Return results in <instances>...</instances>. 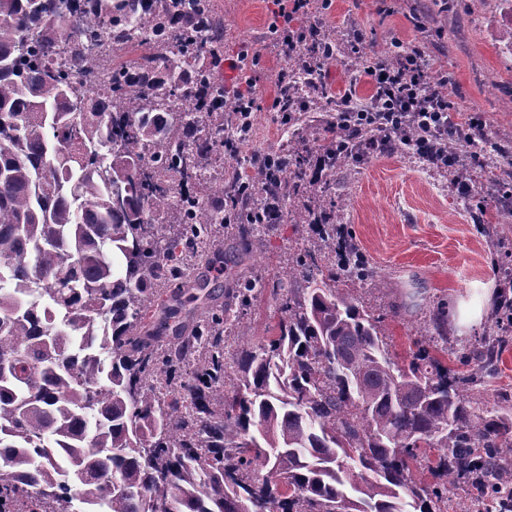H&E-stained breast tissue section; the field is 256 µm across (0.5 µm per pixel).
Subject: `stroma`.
Returning a JSON list of instances; mask_svg holds the SVG:
<instances>
[{"label": "stroma", "mask_w": 512, "mask_h": 512, "mask_svg": "<svg viewBox=\"0 0 512 512\" xmlns=\"http://www.w3.org/2000/svg\"><path fill=\"white\" fill-rule=\"evenodd\" d=\"M224 18V50L235 56L248 48L259 59L255 94L263 109L253 118V136L226 164L260 152H278L289 131L279 124L272 104L277 75L285 61L269 41L270 0H215ZM321 19L336 40L356 29L364 48L420 46L431 76L447 75L450 101L460 124L481 116L487 139L485 153L467 159L474 195H458L452 173L428 169L414 154L400 151L373 155L336 172L308 167L314 181L311 206L336 205L348 233L368 259L374 284L355 285L354 293L384 320L391 351L398 362L410 356L414 340L432 335L430 320L454 303L478 305L485 289L503 292L512 278V192L496 179L497 170H512V21L503 0H332ZM349 61H330L323 81L335 96L355 91L370 99L371 85L356 80ZM310 228L276 224L265 246L247 268L266 286L276 285L290 258L304 253Z\"/></svg>", "instance_id": "35a3bbf8"}]
</instances>
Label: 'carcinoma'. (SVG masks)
<instances>
[{"mask_svg":"<svg viewBox=\"0 0 512 512\" xmlns=\"http://www.w3.org/2000/svg\"><path fill=\"white\" fill-rule=\"evenodd\" d=\"M223 53L214 0H0V512H442L453 488L493 512L512 496V417L475 394L512 341L508 304L456 367L420 340L399 364L336 285L365 262L320 208L294 223L332 256L288 267L265 335L209 293L186 307L211 271L240 310L265 291L209 248L245 188L280 189L284 214L307 193L295 147L219 169L249 130L206 78ZM293 70L280 99L303 142L300 103L323 96ZM315 149L331 170L355 152ZM260 236L243 228L236 261Z\"/></svg>","mask_w":512,"mask_h":512,"instance_id":"1","label":"carcinoma"}]
</instances>
